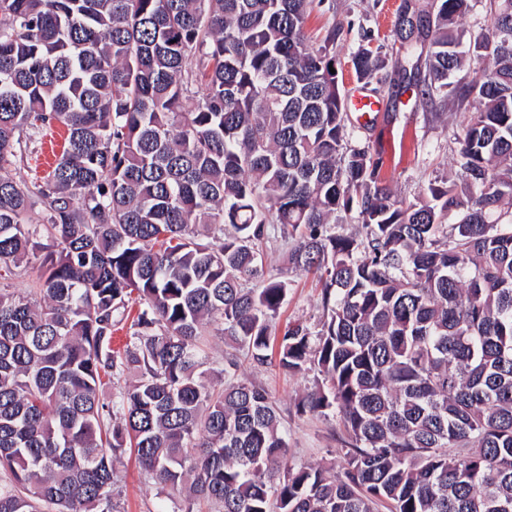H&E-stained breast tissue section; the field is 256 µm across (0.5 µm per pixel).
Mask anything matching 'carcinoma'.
I'll list each match as a JSON object with an SVG mask.
<instances>
[{
  "mask_svg": "<svg viewBox=\"0 0 512 512\" xmlns=\"http://www.w3.org/2000/svg\"><path fill=\"white\" fill-rule=\"evenodd\" d=\"M470 2L396 12L407 84L464 110L456 178L408 200L353 142L377 116L348 112L316 0H0V271L43 269L36 297L0 291V512H114L128 450L222 512H512V0H485L471 42ZM349 63L383 68L365 46ZM54 123L44 181L3 175ZM271 224L323 308L280 337L290 282L247 287ZM214 318L256 365L317 372L300 408L339 417L341 471L284 463L235 360L203 381ZM472 1L473 2H471V4H474V6L471 11L462 19L461 25L463 28H465V30L471 33L472 36H478L487 30L489 22L486 16L485 1Z\"/></svg>",
  "mask_w": 512,
  "mask_h": 512,
  "instance_id": "1",
  "label": "carcinoma"
}]
</instances>
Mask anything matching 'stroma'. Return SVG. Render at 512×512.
Wrapping results in <instances>:
<instances>
[{"label":"stroma","mask_w":512,"mask_h":512,"mask_svg":"<svg viewBox=\"0 0 512 512\" xmlns=\"http://www.w3.org/2000/svg\"><path fill=\"white\" fill-rule=\"evenodd\" d=\"M401 0H323L311 13L307 30L316 42L328 33L336 35L338 78L345 93L366 91L377 102L378 120L370 129L358 132L360 140L369 142L379 155L382 171L393 190L402 197H417L434 179L445 178L454 170L453 103L440 99L416 100L413 93L398 94L392 84L396 59L390 30ZM373 35L384 61L377 79L369 83L356 80L350 68V55L362 43L364 32ZM448 113L447 122L435 121L434 113ZM293 245L284 238L279 226H272L264 245L263 276L252 280L259 287L263 278L291 276L293 285L287 300L274 321L276 329L304 320L317 323L321 314V294L312 278L291 274L287 255ZM209 359L205 379L219 384V370L227 357L238 362L237 380L266 389L277 406L281 429L288 439L286 460L289 466H325L340 470L344 433L338 419L319 413H301L298 403L313 389L316 372L288 374L270 367L254 365L238 346L225 343L223 324L210 322L202 338ZM118 512H185L189 505L186 493L174 491L155 482L140 466L135 455L127 452L114 462Z\"/></svg>","instance_id":"stroma-1"}]
</instances>
